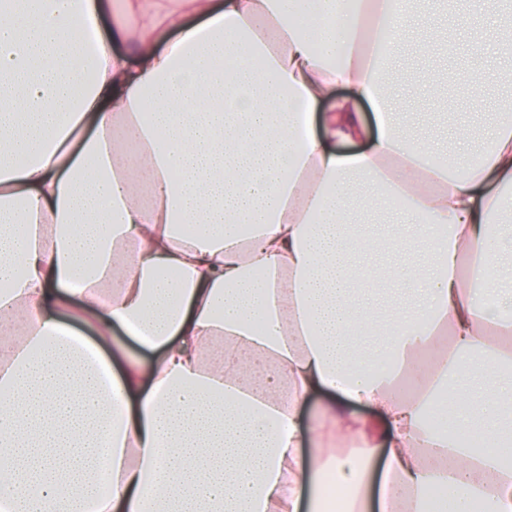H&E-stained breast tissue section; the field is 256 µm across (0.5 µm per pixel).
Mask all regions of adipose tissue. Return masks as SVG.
<instances>
[{"mask_svg":"<svg viewBox=\"0 0 512 512\" xmlns=\"http://www.w3.org/2000/svg\"><path fill=\"white\" fill-rule=\"evenodd\" d=\"M373 4L367 29L358 0H0V512H300L315 476L367 512L381 448L385 512H427L436 488L455 512H512V467L469 442L507 444L512 227L486 228L512 213V100L480 153L429 164L383 87L410 28L435 59L434 18ZM107 9L132 55L98 42ZM362 101L377 134L339 152L366 134ZM358 183L431 219L395 240L428 264L390 272L413 302L383 372L353 351L377 329ZM317 389L333 397L314 432L336 426L344 454H301ZM442 398L452 439L423 422ZM359 110H360V112H363L365 115L368 136H365L364 138L357 140L353 143L345 144V145L341 146V148L343 150L359 151L361 149H364L370 144L372 138L375 137V135L377 133V124H376L374 108L368 103H362L359 106ZM328 396L324 392L310 394L300 405L298 422L302 429H309L316 414L326 405Z\"/></svg>","mask_w":512,"mask_h":512,"instance_id":"obj_1","label":"adipose tissue"}]
</instances>
